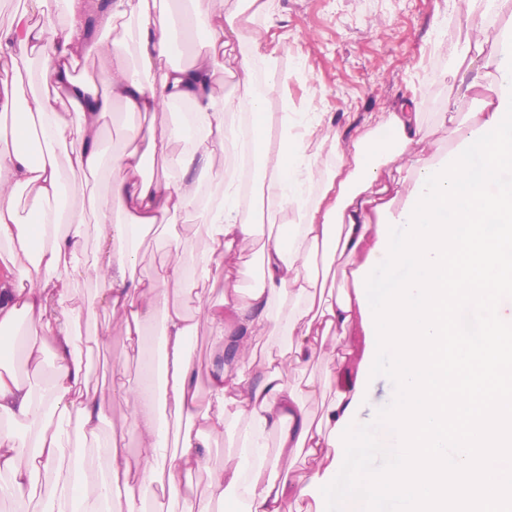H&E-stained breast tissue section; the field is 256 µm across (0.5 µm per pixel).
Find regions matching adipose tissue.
Masks as SVG:
<instances>
[{
	"instance_id": "1",
	"label": "adipose tissue",
	"mask_w": 512,
	"mask_h": 512,
	"mask_svg": "<svg viewBox=\"0 0 512 512\" xmlns=\"http://www.w3.org/2000/svg\"><path fill=\"white\" fill-rule=\"evenodd\" d=\"M88 3L29 0L0 27V70L38 62L47 87L20 103L0 79V330L15 337L33 370L54 358L50 378L33 384L0 353V495L13 501L14 512H29L36 496L40 512H147L167 502L184 512H316L303 489L333 463L330 433L358 391L367 344L356 291L345 281L320 284L312 256L343 259L354 272L368 257L384 258L376 247L379 208L389 196L409 197L420 173L439 162L421 148L417 105L381 113L377 130L361 133L352 155L332 139L337 162L327 176L305 139L282 134L277 158L262 171L259 191L270 212L264 220L242 206L238 184L213 158L225 140L255 149L270 137L263 98H251L247 122L231 126L216 86L228 62L244 88L261 72L267 94L278 92L275 51L262 35L243 38L239 27L246 12L271 15L272 0H235L231 9L224 0H105L93 26ZM183 28L196 31L197 40L190 62L176 64ZM90 56L98 74L80 78L77 67ZM501 82L485 70L464 88L483 120L499 106ZM118 105L133 118L127 145L112 159L109 195L96 198L86 215L68 206L67 177L100 170L102 121ZM178 105L189 112L174 124L167 116ZM381 128L390 130L388 139H378ZM175 142L183 150L174 157ZM156 158L174 159L178 175H147V160ZM400 159L406 175L387 173ZM206 184L219 186L218 205L202 197ZM286 210L298 223H277ZM192 213L201 216L210 248L186 255L181 236L166 232L165 262L154 277H141L146 237ZM92 229L94 261L77 264ZM250 249L256 273L243 289L236 277ZM82 280L95 282L96 299L140 365L135 387L113 391L131 415L111 428L77 351L82 313L75 286ZM194 308L206 310L215 333L216 364L204 389L188 347L198 327ZM262 336L283 349L259 366L252 354ZM315 360L325 361V376L293 379L292 366ZM250 368L257 381L247 380ZM314 397L327 400L317 423L306 411ZM230 414L239 421L237 451L223 468L202 471ZM129 437L138 455L127 454ZM91 441L107 450L105 471L85 465ZM300 458L309 467L296 477Z\"/></svg>"
}]
</instances>
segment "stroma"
Returning <instances> with one entry per match:
<instances>
[{
	"mask_svg": "<svg viewBox=\"0 0 512 512\" xmlns=\"http://www.w3.org/2000/svg\"><path fill=\"white\" fill-rule=\"evenodd\" d=\"M477 8L476 0H275L273 20L258 16L251 23L266 29L265 43L279 59V92L265 103L272 139L280 137L284 112L302 114L313 104L318 114L310 151L334 135L347 150L379 114L413 98L427 151L457 149L464 132L442 123L443 100L456 98L469 119L465 132L474 131L479 119L445 74L460 59ZM76 296L85 309L83 335L101 338L84 354L90 384L107 397L109 421L121 423L130 409L113 398L112 382L133 383L135 366L125 361L121 331L96 300L94 284L79 283Z\"/></svg>",
	"mask_w": 512,
	"mask_h": 512,
	"instance_id": "obj_1",
	"label": "stroma"
}]
</instances>
